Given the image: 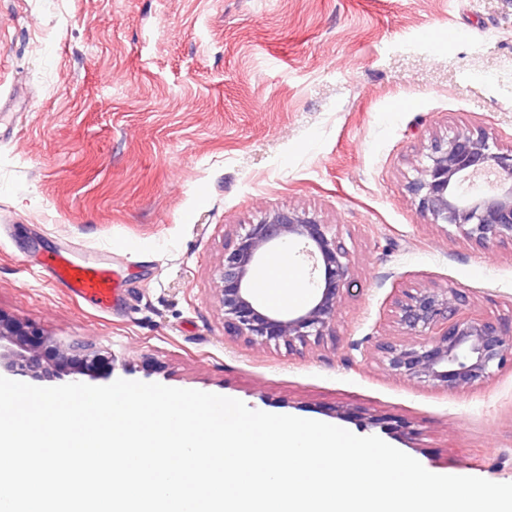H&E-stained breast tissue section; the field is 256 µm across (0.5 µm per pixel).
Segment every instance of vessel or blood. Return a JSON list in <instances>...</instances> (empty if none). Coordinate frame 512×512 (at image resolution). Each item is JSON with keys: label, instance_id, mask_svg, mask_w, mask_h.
<instances>
[{"label": "vessel or blood", "instance_id": "1", "mask_svg": "<svg viewBox=\"0 0 512 512\" xmlns=\"http://www.w3.org/2000/svg\"><path fill=\"white\" fill-rule=\"evenodd\" d=\"M37 275L51 284L62 286L79 302L99 309L112 305V266L104 260L78 259L67 251H53L44 256Z\"/></svg>", "mask_w": 512, "mask_h": 512}]
</instances>
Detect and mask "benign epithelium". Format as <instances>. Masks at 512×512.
Listing matches in <instances>:
<instances>
[{
	"label": "benign epithelium",
	"mask_w": 512,
	"mask_h": 512,
	"mask_svg": "<svg viewBox=\"0 0 512 512\" xmlns=\"http://www.w3.org/2000/svg\"><path fill=\"white\" fill-rule=\"evenodd\" d=\"M492 177L490 193L460 192L461 184ZM417 210L448 234L482 248L512 247V148L482 129L435 137L406 184ZM296 241L311 261V301L295 311L266 308L254 294L253 274L269 250ZM353 273L350 250L332 225L306 209L275 211L248 225L224 251L216 278L224 332L250 344L297 352L336 335V305ZM466 295L454 288H408L395 301L402 339L379 336L374 348L385 369L433 388L459 390L489 381L512 365V321L460 316ZM102 351L63 343L0 313V376L25 382L97 379Z\"/></svg>",
	"instance_id": "obj_1"
}]
</instances>
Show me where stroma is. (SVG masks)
Masks as SVG:
<instances>
[{"label":"stroma","mask_w":512,"mask_h":512,"mask_svg":"<svg viewBox=\"0 0 512 512\" xmlns=\"http://www.w3.org/2000/svg\"><path fill=\"white\" fill-rule=\"evenodd\" d=\"M456 38H449V31ZM0 312L193 389L377 436L442 475L512 483V369L443 391L389 374L406 288L512 318V248L429 223L406 190L434 137L512 146V0H0ZM309 208L353 276L298 352L224 333L215 272L241 225ZM68 248L111 309L26 270Z\"/></svg>","instance_id":"obj_1"}]
</instances>
